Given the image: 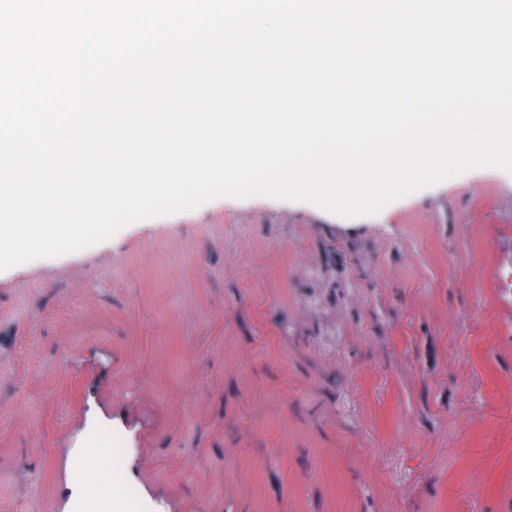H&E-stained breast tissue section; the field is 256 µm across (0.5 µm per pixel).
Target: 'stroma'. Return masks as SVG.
Instances as JSON below:
<instances>
[{"label": "stroma", "instance_id": "stroma-1", "mask_svg": "<svg viewBox=\"0 0 512 512\" xmlns=\"http://www.w3.org/2000/svg\"><path fill=\"white\" fill-rule=\"evenodd\" d=\"M512 512V172L220 197L0 272V512ZM103 438L96 444L86 448L80 464L84 468L93 469L101 480L115 485L122 484L124 481L123 464L121 462L120 450L117 443L112 439V447H103Z\"/></svg>", "mask_w": 512, "mask_h": 512}]
</instances>
